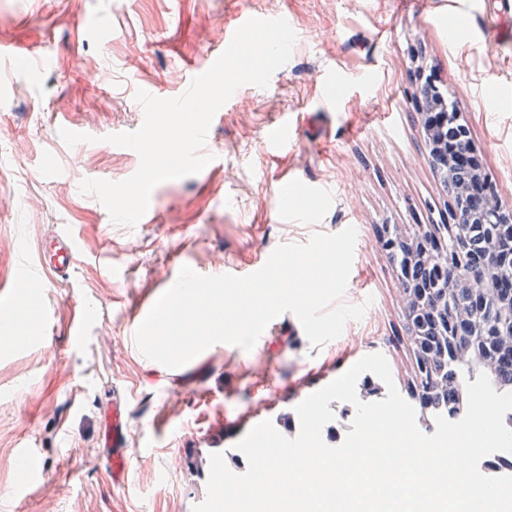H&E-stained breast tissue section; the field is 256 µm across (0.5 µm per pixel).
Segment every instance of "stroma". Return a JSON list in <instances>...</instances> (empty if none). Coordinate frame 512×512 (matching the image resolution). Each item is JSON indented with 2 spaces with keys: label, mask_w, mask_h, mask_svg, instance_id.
<instances>
[{
  "label": "stroma",
  "mask_w": 512,
  "mask_h": 512,
  "mask_svg": "<svg viewBox=\"0 0 512 512\" xmlns=\"http://www.w3.org/2000/svg\"><path fill=\"white\" fill-rule=\"evenodd\" d=\"M498 0H0V283L18 259L35 261L55 232L74 234L68 275L34 282L48 312L32 341L0 325V448H37L34 469L0 463V512H193L207 493L205 461L260 422L293 412L363 356L383 354L409 397L415 359L405 298L378 243L385 224H447L450 205L417 120L414 53L425 56L470 125L483 168L512 204V42L486 27ZM245 13L285 15L297 40L267 87L245 85L211 125L218 162L157 185L155 220L114 224L83 179L119 182L137 152L107 142L142 123L136 90L168 98L185 66ZM463 27L462 40L453 37ZM334 75L336 105L320 102ZM295 143L266 144L281 113ZM86 134L67 146L60 129ZM292 181L295 215L272 192ZM326 186L327 195L313 187ZM355 227L345 303H368L336 339L311 345L272 320L252 350L216 344L170 369L141 354L134 316L186 264L246 276L282 243ZM91 323L79 346L68 328ZM130 402L132 460L124 487L106 472L100 436L113 392Z\"/></svg>",
  "instance_id": "obj_1"
}]
</instances>
